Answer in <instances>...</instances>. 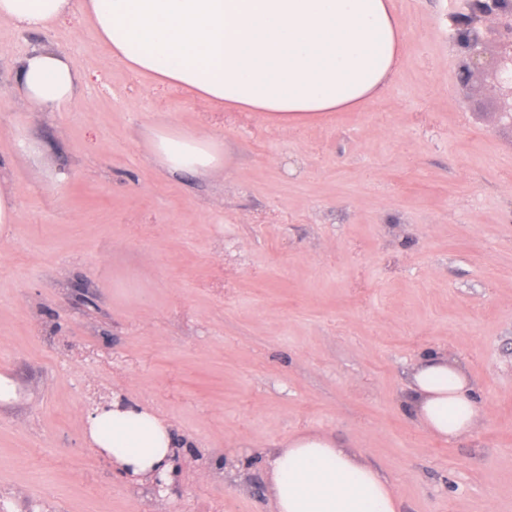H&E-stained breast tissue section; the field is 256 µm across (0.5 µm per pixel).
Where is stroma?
Segmentation results:
<instances>
[{
  "instance_id": "obj_1",
  "label": "stroma",
  "mask_w": 512,
  "mask_h": 512,
  "mask_svg": "<svg viewBox=\"0 0 512 512\" xmlns=\"http://www.w3.org/2000/svg\"><path fill=\"white\" fill-rule=\"evenodd\" d=\"M402 58L385 92L284 130L113 62L85 23L0 22V504L6 512H272L266 449L336 439L407 512H512V125L481 75L457 81L448 16L393 0ZM51 44L83 76L47 113L9 93L12 61ZM222 142L224 167L173 178L150 130ZM43 142L32 175L16 131ZM64 173L54 181L53 173ZM447 353L477 426L450 443L405 402ZM152 407L187 464L155 500L84 439L113 394Z\"/></svg>"
}]
</instances>
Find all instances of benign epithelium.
Returning a JSON list of instances; mask_svg holds the SVG:
<instances>
[{
  "mask_svg": "<svg viewBox=\"0 0 512 512\" xmlns=\"http://www.w3.org/2000/svg\"><path fill=\"white\" fill-rule=\"evenodd\" d=\"M454 44L464 52L459 69V84L467 87L474 73L484 72L490 87L502 98L504 118L512 122V0H467L466 10L450 19ZM493 34L495 53L486 59L487 34ZM172 481L158 474L149 480L152 495L160 500L170 498L180 489L183 463L179 451L172 455Z\"/></svg>",
  "mask_w": 512,
  "mask_h": 512,
  "instance_id": "obj_1",
  "label": "benign epithelium"
}]
</instances>
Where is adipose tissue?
<instances>
[{
  "label": "adipose tissue",
  "instance_id": "adipose-tissue-1",
  "mask_svg": "<svg viewBox=\"0 0 512 512\" xmlns=\"http://www.w3.org/2000/svg\"><path fill=\"white\" fill-rule=\"evenodd\" d=\"M76 12L128 70L284 128L371 102L401 57L392 0H0V22L21 32L47 30ZM14 67L10 93L42 112L74 101L82 82L47 44ZM151 150L173 176L224 164L214 137L172 124L153 129ZM473 390L464 369L436 353L415 369L408 401L426 429L454 442L479 421ZM85 437L133 483L170 475L175 441L150 406L113 397L88 417ZM270 455L275 512H403L388 479L335 439L300 434Z\"/></svg>",
  "mask_w": 512,
  "mask_h": 512
}]
</instances>
